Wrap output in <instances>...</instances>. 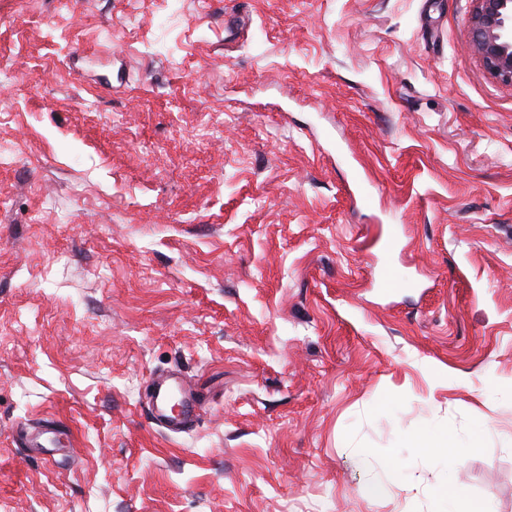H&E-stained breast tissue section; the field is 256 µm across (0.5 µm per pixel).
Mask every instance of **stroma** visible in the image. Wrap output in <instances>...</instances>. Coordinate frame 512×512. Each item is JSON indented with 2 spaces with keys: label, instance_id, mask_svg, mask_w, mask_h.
<instances>
[{
  "label": "stroma",
  "instance_id": "stroma-1",
  "mask_svg": "<svg viewBox=\"0 0 512 512\" xmlns=\"http://www.w3.org/2000/svg\"><path fill=\"white\" fill-rule=\"evenodd\" d=\"M471 9L0 0V512H512V85ZM444 426L482 436L451 467ZM178 397L180 409L175 412L173 400ZM203 409L198 398L186 391L178 383H158L153 395L151 414L157 421L171 430H179L200 417ZM458 440L447 429H440L438 436L433 440L418 438L414 442V447L425 448V455L430 460H439L447 463L448 466L455 463L453 453L450 455L448 448H458Z\"/></svg>",
  "mask_w": 512,
  "mask_h": 512
}]
</instances>
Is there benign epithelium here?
Segmentation results:
<instances>
[{
	"instance_id": "1",
	"label": "benign epithelium",
	"mask_w": 512,
	"mask_h": 512,
	"mask_svg": "<svg viewBox=\"0 0 512 512\" xmlns=\"http://www.w3.org/2000/svg\"><path fill=\"white\" fill-rule=\"evenodd\" d=\"M471 46L486 72L512 85V0H473Z\"/></svg>"
}]
</instances>
